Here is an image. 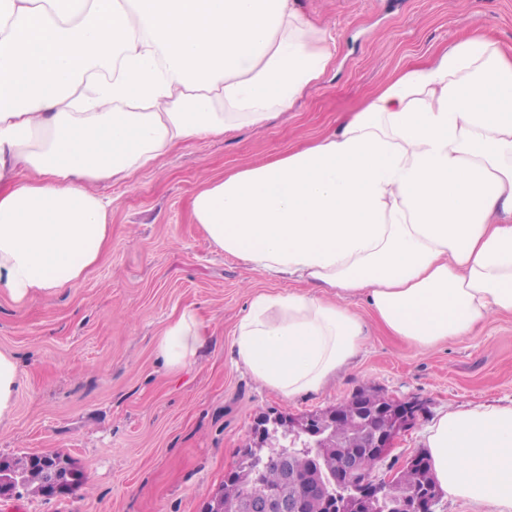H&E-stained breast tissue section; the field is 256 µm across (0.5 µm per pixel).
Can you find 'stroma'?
<instances>
[{
    "mask_svg": "<svg viewBox=\"0 0 512 512\" xmlns=\"http://www.w3.org/2000/svg\"><path fill=\"white\" fill-rule=\"evenodd\" d=\"M302 9L330 32L334 56L291 110L181 146L126 182L95 184L112 200L99 262L76 287L25 306L0 296V350L23 373L0 459L53 451L87 476L68 496L0 499V512H201L238 466L257 417L323 411L362 387L424 406L381 474L424 453L427 428L448 409L512 401V316L429 350L390 336L354 298L369 338L352 370L322 391L288 400L234 365L235 327L252 295L289 284L217 250L193 221L195 193L332 130L396 71L467 32L512 47V0H302ZM187 307L208 343L197 366L173 375L156 340Z\"/></svg>",
    "mask_w": 512,
    "mask_h": 512,
    "instance_id": "1",
    "label": "stroma"
}]
</instances>
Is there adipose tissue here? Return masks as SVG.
<instances>
[{"label": "adipose tissue", "instance_id": "adipose-tissue-1", "mask_svg": "<svg viewBox=\"0 0 512 512\" xmlns=\"http://www.w3.org/2000/svg\"><path fill=\"white\" fill-rule=\"evenodd\" d=\"M333 60L296 0H0V295L76 286L110 236L93 192L174 148L264 124ZM213 244L272 279L235 364L296 398L346 372L367 340L431 349L512 315V53L474 31L403 69L310 145L201 188ZM206 338L181 311L156 341L171 372ZM425 446L440 489L512 512V402L441 415Z\"/></svg>", "mask_w": 512, "mask_h": 512}]
</instances>
